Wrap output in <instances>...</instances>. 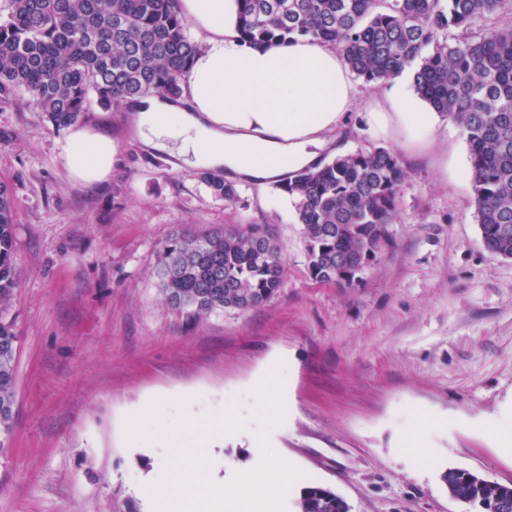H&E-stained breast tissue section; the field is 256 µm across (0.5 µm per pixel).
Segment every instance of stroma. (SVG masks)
<instances>
[{
    "mask_svg": "<svg viewBox=\"0 0 512 512\" xmlns=\"http://www.w3.org/2000/svg\"><path fill=\"white\" fill-rule=\"evenodd\" d=\"M120 162L97 187L58 161L62 134L26 101L0 103V182L16 201L18 388L0 512H114L152 476L170 494L165 433L240 418L215 453L181 459L186 498L249 470L269 512L302 487L351 512H478L442 481L464 469L512 485V259L485 249L470 178L443 184L404 160L388 242L352 287L309 276L294 208L239 186L236 206L199 169L129 138L123 108L88 113ZM275 225L286 278L267 306L201 319L168 308L158 255L170 236ZM276 368L266 400L257 380ZM292 465V480L277 466Z\"/></svg>",
    "mask_w": 512,
    "mask_h": 512,
    "instance_id": "35a3bbf8",
    "label": "stroma"
}]
</instances>
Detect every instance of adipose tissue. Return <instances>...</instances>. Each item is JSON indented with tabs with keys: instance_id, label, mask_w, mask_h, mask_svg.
<instances>
[{
	"instance_id": "1",
	"label": "adipose tissue",
	"mask_w": 512,
	"mask_h": 512,
	"mask_svg": "<svg viewBox=\"0 0 512 512\" xmlns=\"http://www.w3.org/2000/svg\"><path fill=\"white\" fill-rule=\"evenodd\" d=\"M199 44L183 93L127 103L133 136L144 148L167 153L173 166L221 170L233 180L277 184L322 166L333 150L359 89L336 47L308 39L250 47L240 40L239 0H180ZM361 124L378 140L437 169L441 181L463 172L448 162V143L435 113L424 109L404 78L370 96ZM71 179L88 186L112 176L117 149L109 132L74 125L57 144ZM239 496L224 499V481L200 512H268L255 479L238 473Z\"/></svg>"
}]
</instances>
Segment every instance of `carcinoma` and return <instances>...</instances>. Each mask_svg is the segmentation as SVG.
I'll return each instance as SVG.
<instances>
[{"mask_svg":"<svg viewBox=\"0 0 512 512\" xmlns=\"http://www.w3.org/2000/svg\"><path fill=\"white\" fill-rule=\"evenodd\" d=\"M0 18V102L27 97L57 130L125 100L174 99L199 49L180 0H9ZM240 38L259 46L308 38L336 46L366 85L413 70L416 94L466 136L476 221L487 250L512 259V0H240ZM405 179L398 154L359 148L306 169L278 189L302 224L308 271L317 283L349 288L347 259L388 241ZM202 180L228 206L234 185L215 171ZM13 191L0 183V457L15 424L17 330ZM168 306L201 318L248 311L284 285L282 247L268 224H227L175 233L158 257ZM465 471L443 474L451 497L512 501V486ZM298 512H351L329 488L310 484Z\"/></svg>","mask_w":512,"mask_h":512,"instance_id":"obj_1","label":"carcinoma"}]
</instances>
